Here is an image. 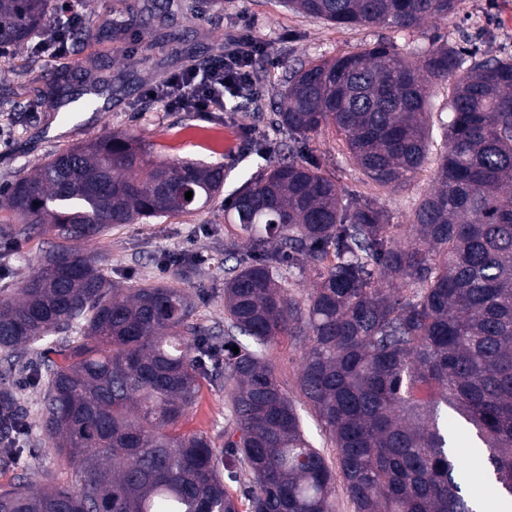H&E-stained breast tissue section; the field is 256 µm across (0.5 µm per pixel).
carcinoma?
I'll return each instance as SVG.
<instances>
[{"mask_svg":"<svg viewBox=\"0 0 512 512\" xmlns=\"http://www.w3.org/2000/svg\"><path fill=\"white\" fill-rule=\"evenodd\" d=\"M171 0H142L112 29H147ZM461 0H279L339 26L410 29ZM50 0H0V48L51 24ZM111 78L52 110L99 104ZM446 87L448 119L431 122L429 85ZM275 126L300 144L325 128L380 190L403 189L429 160L435 188L395 244L378 200L340 194L336 179L292 153L224 199L248 253L224 278V335L194 322L182 284L193 255L166 260L164 284L119 288L78 247L121 224L191 215L224 189V166L157 162L133 133L69 146L0 186V239L46 236L44 260L0 302V362L42 360L44 444L72 471L0 487V512H239L226 484L251 476L249 512H475L442 408L476 431L495 482L512 496V55L478 59L444 41L407 61L378 40L285 80ZM193 192L192 199L185 193ZM308 264L304 301L284 269ZM410 286L396 295L391 285ZM81 333L66 363L58 336ZM303 344L297 390L336 448L331 467L276 379L269 347ZM237 346L239 353L231 351ZM224 387L236 427L224 455L202 433L176 432L199 379ZM15 386L0 383V461L29 435Z\"/></svg>","mask_w":512,"mask_h":512,"instance_id":"1","label":"carcinoma"}]
</instances>
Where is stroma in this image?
Instances as JSON below:
<instances>
[{"mask_svg": "<svg viewBox=\"0 0 512 512\" xmlns=\"http://www.w3.org/2000/svg\"><path fill=\"white\" fill-rule=\"evenodd\" d=\"M137 0H71L72 10L82 14L94 27L93 37L69 44L60 56L39 54L27 44L16 61L0 60V112L6 113L8 138L0 140V185L11 183L30 172L54 152L69 145L86 144L113 131H135L148 157L155 160L186 159L208 164L230 165L225 194L241 188L266 163L279 157L280 145L287 133L272 125L279 92L291 68L299 63L331 59L367 43L383 39L395 52L409 60L439 42L450 38L460 46L488 58L500 53L512 54V0H463L459 11L445 20H428L419 27L399 31L382 25L332 26L283 8L278 0H224L222 8L202 18L175 16V39L171 43L146 49L151 33L133 29L127 35H112L113 11H125ZM251 27L267 53L258 58L255 68L260 81L257 100L247 102L234 112L162 111L145 97L147 89L160 79L181 71L198 61L214 56L217 39H231L244 27ZM149 50L151 62L141 65L142 50ZM101 59L112 77V94L106 111L85 112L70 118L67 112L42 107L33 112L16 110V103L28 98L26 85L38 79L43 98H51L57 74H65L71 86L84 80L87 57ZM263 136L270 142L266 158L251 150L252 137ZM303 155L316 162L321 171L334 177L346 192L379 197L393 241L406 242L408 224L421 198L434 185V163L425 164L400 191L378 190L349 157L334 129H322L311 136ZM247 240L236 225L224 221L223 197L190 216L159 220L154 224H125L112 228L105 236L83 244V252L99 257L102 268L114 283L128 287L157 283L167 279L164 256L180 253L203 255L197 263L188 292L194 304L195 323L219 330L224 326V277L228 265L226 250L243 253ZM47 243L42 239L18 240L10 248H0V301L11 300L15 288L41 261ZM302 346L283 336L271 346L268 356L277 379L287 389L302 417L310 441L327 461L336 451L325 436L314 411L300 397L296 379L301 366ZM16 382L29 410L31 433L22 454L12 466L0 469V486L17 479L36 477L42 469L56 472V483H71L72 474L54 454L40 444V387L27 373L0 365V379ZM234 425L231 407L222 388L202 380L197 398L180 424L184 433H201L224 446V432ZM455 453L469 472L474 494L488 495L493 486L488 478L486 453L476 452V440L468 426L456 427Z\"/></svg>", "mask_w": 512, "mask_h": 512, "instance_id": "stroma-1", "label": "stroma"}]
</instances>
